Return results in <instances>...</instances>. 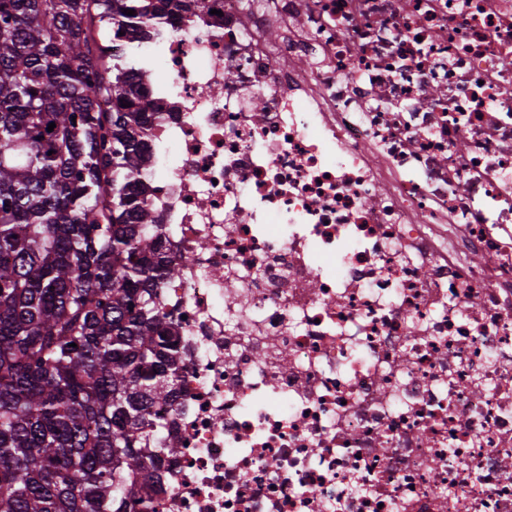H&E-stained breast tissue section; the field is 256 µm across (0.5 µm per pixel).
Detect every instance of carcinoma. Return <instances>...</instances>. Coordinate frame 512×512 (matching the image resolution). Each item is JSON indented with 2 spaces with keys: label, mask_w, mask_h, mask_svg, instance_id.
Wrapping results in <instances>:
<instances>
[{
  "label": "carcinoma",
  "mask_w": 512,
  "mask_h": 512,
  "mask_svg": "<svg viewBox=\"0 0 512 512\" xmlns=\"http://www.w3.org/2000/svg\"><path fill=\"white\" fill-rule=\"evenodd\" d=\"M206 7L0 0V512H127L162 490L152 407L179 352L158 272L179 268L141 181L151 63L106 41Z\"/></svg>",
  "instance_id": "cac0c4a2"
}]
</instances>
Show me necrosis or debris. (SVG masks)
<instances>
[{
  "instance_id": "4bbe7bcc",
  "label": "necrosis or debris",
  "mask_w": 512,
  "mask_h": 512,
  "mask_svg": "<svg viewBox=\"0 0 512 512\" xmlns=\"http://www.w3.org/2000/svg\"><path fill=\"white\" fill-rule=\"evenodd\" d=\"M208 6L153 44L155 512H512V0Z\"/></svg>"
}]
</instances>
